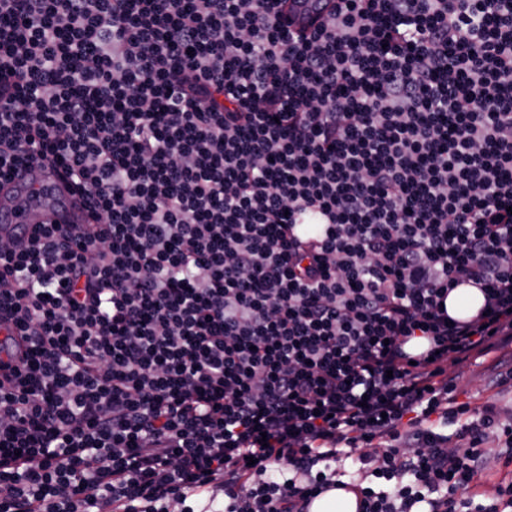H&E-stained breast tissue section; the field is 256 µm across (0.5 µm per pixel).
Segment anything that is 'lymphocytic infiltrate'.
Masks as SVG:
<instances>
[{"label":"lymphocytic infiltrate","instance_id":"lymphocytic-infiltrate-1","mask_svg":"<svg viewBox=\"0 0 512 512\" xmlns=\"http://www.w3.org/2000/svg\"><path fill=\"white\" fill-rule=\"evenodd\" d=\"M299 2L0 0V177L93 215L0 230V512H512L437 382L512 344V0ZM483 304L482 292L468 285L454 288L446 300L449 316L459 320H466L476 315ZM357 497L352 491L333 489L323 493L312 504V512H357Z\"/></svg>","mask_w":512,"mask_h":512}]
</instances>
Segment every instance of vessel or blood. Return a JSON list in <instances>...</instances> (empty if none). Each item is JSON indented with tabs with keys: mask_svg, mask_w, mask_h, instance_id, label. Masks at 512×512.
Segmentation results:
<instances>
[{
	"mask_svg": "<svg viewBox=\"0 0 512 512\" xmlns=\"http://www.w3.org/2000/svg\"><path fill=\"white\" fill-rule=\"evenodd\" d=\"M91 217L60 173L33 165L0 183V222L30 235L39 224H87Z\"/></svg>",
	"mask_w": 512,
	"mask_h": 512,
	"instance_id": "1",
	"label": "vessel or blood"
}]
</instances>
